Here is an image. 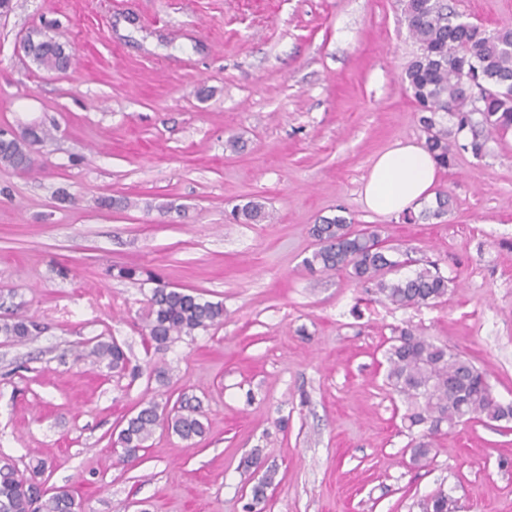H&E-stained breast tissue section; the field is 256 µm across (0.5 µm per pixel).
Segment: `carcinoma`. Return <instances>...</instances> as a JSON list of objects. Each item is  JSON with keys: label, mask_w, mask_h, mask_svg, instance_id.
<instances>
[{"label": "carcinoma", "mask_w": 512, "mask_h": 512, "mask_svg": "<svg viewBox=\"0 0 512 512\" xmlns=\"http://www.w3.org/2000/svg\"><path fill=\"white\" fill-rule=\"evenodd\" d=\"M408 32L419 53L402 74L417 104L419 124L425 135V148L438 165H453L456 153L469 151L484 155L488 137L512 130V26L486 30L463 21L448 6L447 0H399ZM29 57L47 71L67 73L73 55L64 54L58 41L48 40L33 29L25 35ZM51 136L46 127L33 129L26 143L0 140V165L29 173L37 167L36 147ZM451 205L444 190L435 195V206L420 212V217L439 219ZM242 224H260L271 219L265 207L249 201L237 208ZM311 234L317 248L304 259L310 270L346 273L354 282L374 290L377 299L397 308L434 304L448 296L449 280L427 264L408 275H400L407 266L406 253L387 247L379 226L360 231L351 229L342 215L324 217L313 225ZM116 276L146 280L155 284L147 299L146 329L148 341L159 349L197 330L207 331L224 322V305L204 300L194 291L173 288L142 266H119ZM0 317V335L23 343L41 332L40 324L20 313V305L4 307ZM90 354L108 361L112 371L122 373L128 360L113 341H97ZM388 386L403 398L402 416L411 436L413 461L430 459L433 438L442 428L455 429L476 418L500 422L512 420V408L504 411L490 389L486 374L470 360L452 353L410 328L394 331L385 351ZM159 426L171 429L185 441L201 438L206 432L200 419V407L192 400L179 398L170 411L150 399L126 420L118 434L123 459L133 462ZM20 474L9 462L0 464V512H76L78 505L66 489L45 496L36 476ZM277 471L266 470L264 478L252 489L248 509L266 499V489L274 483ZM424 512H456L455 501L439 492L423 503Z\"/></svg>", "instance_id": "carcinoma-1"}]
</instances>
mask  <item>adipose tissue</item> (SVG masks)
<instances>
[{"instance_id": "obj_1", "label": "adipose tissue", "mask_w": 512, "mask_h": 512, "mask_svg": "<svg viewBox=\"0 0 512 512\" xmlns=\"http://www.w3.org/2000/svg\"><path fill=\"white\" fill-rule=\"evenodd\" d=\"M440 168L422 146L396 142L374 161L363 186L366 207L398 215L429 200Z\"/></svg>"}]
</instances>
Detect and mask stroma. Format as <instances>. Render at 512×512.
<instances>
[{
	"label": "stroma",
	"mask_w": 512,
	"mask_h": 512,
	"mask_svg": "<svg viewBox=\"0 0 512 512\" xmlns=\"http://www.w3.org/2000/svg\"><path fill=\"white\" fill-rule=\"evenodd\" d=\"M12 3L0 128L53 138L38 171L0 165V291L45 325L23 344L0 337V458L44 463L47 488L71 491L79 512H246L268 466L262 512H422L439 490L458 512H512V422L441 432L418 468L385 382L389 339L409 326L512 403V132L441 170L454 200L442 218L408 223L362 201L380 152L424 140L397 0ZM450 4L488 29L512 23V0ZM35 27L74 45L67 74L18 50ZM250 200L272 221H236ZM336 214L435 264L447 300L397 308L346 273L305 268L312 225ZM119 264L223 302V325L155 349L151 286L113 277ZM97 336L131 373L90 356ZM182 395L200 401L205 435L191 445L157 428L122 463L125 417ZM256 450L261 466L243 470Z\"/></svg>",
	"instance_id": "35a3bbf8"
}]
</instances>
